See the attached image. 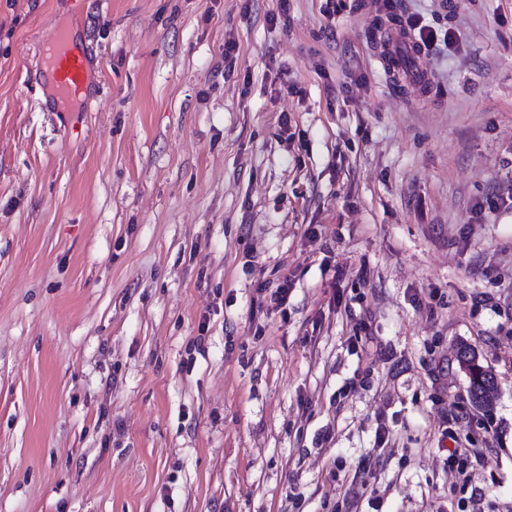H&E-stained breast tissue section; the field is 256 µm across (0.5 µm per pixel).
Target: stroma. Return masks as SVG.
Segmentation results:
<instances>
[{"label":"stroma","mask_w":512,"mask_h":512,"mask_svg":"<svg viewBox=\"0 0 512 512\" xmlns=\"http://www.w3.org/2000/svg\"><path fill=\"white\" fill-rule=\"evenodd\" d=\"M65 15L0 0V512H512V0H84L67 107ZM405 22L407 27L414 33L416 46L420 51H423V53L438 42L439 35L437 30L429 25H423L420 17L412 15L409 16ZM395 44L399 45L400 48L406 49L410 54L417 56L415 42L410 36L404 33L400 34L399 38H396L394 45ZM41 55L45 78L61 97L79 96L85 90L92 68L88 53L58 19L53 25L52 42L42 46ZM466 374L472 403L477 407L490 409L498 392L495 375L480 360Z\"/></svg>","instance_id":"1"}]
</instances>
